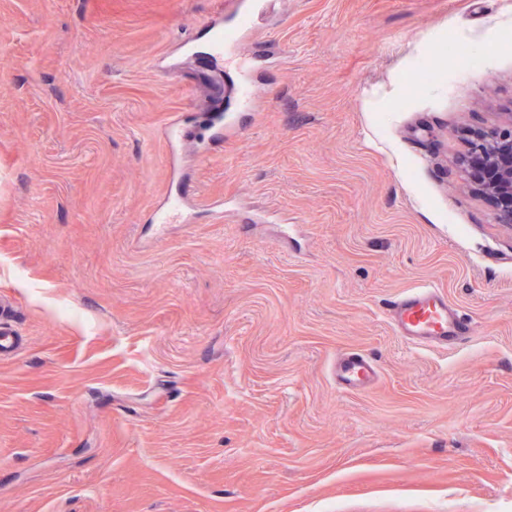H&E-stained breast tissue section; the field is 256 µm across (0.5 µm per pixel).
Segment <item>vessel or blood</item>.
Returning a JSON list of instances; mask_svg holds the SVG:
<instances>
[{
    "label": "vessel or blood",
    "instance_id": "1",
    "mask_svg": "<svg viewBox=\"0 0 512 512\" xmlns=\"http://www.w3.org/2000/svg\"><path fill=\"white\" fill-rule=\"evenodd\" d=\"M393 329L409 342L421 346L445 347L470 332L469 323L435 287L414 288L390 308ZM377 374L373 362L364 354L351 353L336 368L338 388L345 393L364 389Z\"/></svg>",
    "mask_w": 512,
    "mask_h": 512
}]
</instances>
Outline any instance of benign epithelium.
I'll return each instance as SVG.
<instances>
[{"mask_svg":"<svg viewBox=\"0 0 512 512\" xmlns=\"http://www.w3.org/2000/svg\"><path fill=\"white\" fill-rule=\"evenodd\" d=\"M484 167L480 190L492 200L502 224H512V113L504 127L476 133L471 143L470 160Z\"/></svg>","mask_w":512,"mask_h":512,"instance_id":"benign-epithelium-1","label":"benign epithelium"}]
</instances>
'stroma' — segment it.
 <instances>
[{"label": "stroma", "instance_id": "stroma-1", "mask_svg": "<svg viewBox=\"0 0 512 512\" xmlns=\"http://www.w3.org/2000/svg\"><path fill=\"white\" fill-rule=\"evenodd\" d=\"M250 9L243 111L199 49ZM505 112L506 0H0V512H512V224L460 164ZM424 285L470 336L394 333ZM377 375L373 362L364 354L350 353L336 368L338 388L345 393L364 389Z\"/></svg>", "mask_w": 512, "mask_h": 512}]
</instances>
